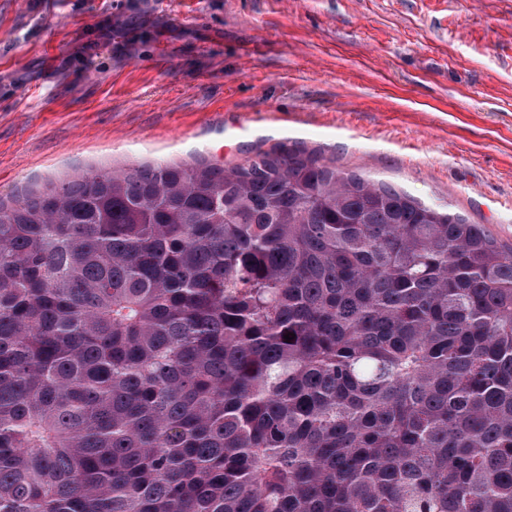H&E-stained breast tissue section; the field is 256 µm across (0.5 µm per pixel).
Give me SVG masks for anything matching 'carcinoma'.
Returning <instances> with one entry per match:
<instances>
[{"label":"carcinoma","instance_id":"carcinoma-1","mask_svg":"<svg viewBox=\"0 0 512 512\" xmlns=\"http://www.w3.org/2000/svg\"><path fill=\"white\" fill-rule=\"evenodd\" d=\"M0 512H512V247L290 150L0 201Z\"/></svg>","mask_w":512,"mask_h":512}]
</instances>
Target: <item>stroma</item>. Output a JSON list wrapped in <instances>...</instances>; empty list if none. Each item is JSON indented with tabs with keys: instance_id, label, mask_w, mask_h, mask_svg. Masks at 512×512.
<instances>
[{
	"instance_id": "stroma-1",
	"label": "stroma",
	"mask_w": 512,
	"mask_h": 512,
	"mask_svg": "<svg viewBox=\"0 0 512 512\" xmlns=\"http://www.w3.org/2000/svg\"><path fill=\"white\" fill-rule=\"evenodd\" d=\"M276 148L512 247V0H0V198Z\"/></svg>"
}]
</instances>
